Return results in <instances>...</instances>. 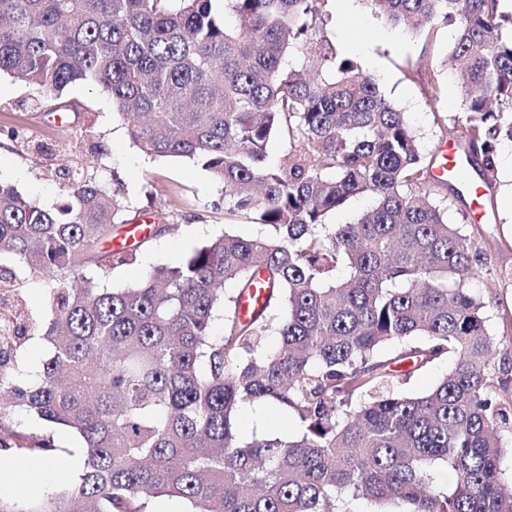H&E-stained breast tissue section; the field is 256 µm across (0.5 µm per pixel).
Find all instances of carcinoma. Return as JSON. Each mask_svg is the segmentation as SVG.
I'll list each match as a JSON object with an SVG mask.
<instances>
[{
  "label": "carcinoma",
  "mask_w": 512,
  "mask_h": 512,
  "mask_svg": "<svg viewBox=\"0 0 512 512\" xmlns=\"http://www.w3.org/2000/svg\"><path fill=\"white\" fill-rule=\"evenodd\" d=\"M329 0H0V73L36 86L50 111L67 88L112 100L133 143L189 158L222 185L224 212L267 233L228 232L132 288L86 271L135 261L98 251L123 216L117 192L63 168L52 209L0 183V295L17 269L47 288L52 346L33 384L5 370L26 342L0 345V400L82 440L83 473L55 500L0 498V512H148L160 496L189 512H512L501 432L512 388L496 376L479 243L448 223L405 113L335 45L311 31ZM370 11L450 53L464 111L447 128L497 182L496 145L512 142V13L499 0H365ZM288 146L279 165L267 143ZM373 205L351 224L325 216L349 198ZM347 269L345 277L336 271ZM262 273L270 297L247 319L240 298ZM82 280L57 284L60 274ZM232 280L236 291L224 294ZM223 313L224 334L211 335ZM278 337L276 347L265 341ZM392 341L399 351L383 356ZM447 358L429 391L400 385ZM291 416L243 440L239 406ZM440 470L448 482L437 480Z\"/></svg>",
  "instance_id": "carcinoma-1"
}]
</instances>
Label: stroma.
<instances>
[{
	"mask_svg": "<svg viewBox=\"0 0 512 512\" xmlns=\"http://www.w3.org/2000/svg\"><path fill=\"white\" fill-rule=\"evenodd\" d=\"M361 25L331 20L322 33L336 47L347 48L381 92L402 109L414 129L425 156L436 154L444 142L446 128L461 116L463 94L459 79L449 68L448 51L454 30H439L427 43L360 8ZM433 58L440 71V91H432L427 70L418 66L420 55ZM37 90L9 74H0V181L14 185L26 198L42 207L61 204L67 189L53 175L67 165L93 174L100 186L119 190L127 211L125 223L115 225L113 237H122L129 224L141 223L144 213L156 214L163 229L137 250L136 261L91 275L104 288H128L142 282L154 267L169 265L194 248L228 232L244 238L261 235L263 228L243 218L214 210L221 187L211 174L193 161L179 157H149L130 140L122 123L113 115L111 100L85 84L72 85L67 97L77 107L52 117L31 103ZM100 142L103 155L92 157V142ZM488 218L475 222L459 203L448 205L449 223L478 241L485 253L486 268L497 288L489 290L485 280L473 281L486 307L488 327L496 343V361L512 377V169L498 168L496 188L485 201ZM489 278V279H490ZM24 323L33 337L20 348L9 366L19 381H29L50 355L41 335L45 322L46 290L35 279H23L14 295ZM0 422L10 441H53L50 473H28L30 453L0 450V463L18 468L29 477L26 499L56 498L74 486L83 470L80 443L71 433L37 420L14 406L0 408Z\"/></svg>",
	"mask_w": 512,
	"mask_h": 512,
	"instance_id": "obj_1",
	"label": "stroma"
}]
</instances>
